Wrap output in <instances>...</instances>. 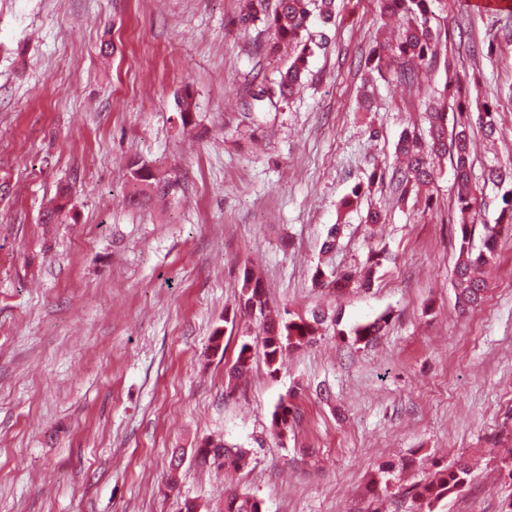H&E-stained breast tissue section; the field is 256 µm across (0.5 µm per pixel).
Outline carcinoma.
Returning <instances> with one entry per match:
<instances>
[{
	"mask_svg": "<svg viewBox=\"0 0 512 512\" xmlns=\"http://www.w3.org/2000/svg\"><path fill=\"white\" fill-rule=\"evenodd\" d=\"M438 0H380L383 15L399 23V35L393 42H378L371 49L366 67L384 75L393 71L396 81L413 85L418 80L419 67L433 58L448 30L433 24L434 3ZM318 7L323 24L329 25L334 16L335 0H242L240 22L247 26L263 23L273 32V53L286 45L292 50L285 72L277 86L262 87L254 99H278L288 102L300 90L308 71L309 57L314 49L326 45L322 31H313L308 26L312 7ZM469 82L467 75L453 73L445 84L440 98L428 113V127L424 130L405 131L395 145L396 162L391 169V180L403 201L416 188L428 186L438 177L437 161L450 158L456 187V208L459 214V247L454 264L452 286L456 305L463 313L480 309L486 299L487 282L479 276L485 266L497 263V241L504 231L512 232V157L497 161L488 169L487 180L497 186L509 181V188L500 196L499 214L494 224L483 225L484 234L480 246L473 244V228L476 225L478 208L477 189L471 178V150L475 135L491 137L497 127V108L487 102L472 105L462 94ZM453 101L455 112L453 125H448V101ZM181 125L186 127L193 121L194 103L189 90H184L175 99ZM133 180L143 187L144 197L134 195L131 201L140 205L152 195L165 196L175 187L169 180L156 178L147 166L137 162L129 165ZM69 205L68 191H59L55 205L44 211L41 221L53 224ZM354 280L351 272H336L335 269L318 264L312 274L316 288H327L334 292L349 288ZM259 312L263 325L260 344L265 363L271 372H277V364L290 350L313 345L319 336L320 327L328 320L336 321V315L322 308H315L310 315L285 318L278 314L269 317L270 308L265 289L249 267L242 271L241 290L237 312L251 314ZM391 315L380 314L373 321L351 329L355 344L371 343L389 326ZM253 344L243 341L233 365L229 379H239L252 369ZM298 407L290 399L280 401L272 414V427L282 434L298 422ZM195 459L203 464L238 471L247 466V452L223 441L205 440L194 450ZM472 482V471L462 459L438 465L434 472L416 480L409 488L408 496L415 512H435L443 500L464 492ZM224 512H264L263 502L257 497L228 488L224 491Z\"/></svg>",
	"mask_w": 512,
	"mask_h": 512,
	"instance_id": "carcinoma-1",
	"label": "carcinoma"
}]
</instances>
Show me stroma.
<instances>
[{
	"instance_id": "stroma-1",
	"label": "stroma",
	"mask_w": 512,
	"mask_h": 512,
	"mask_svg": "<svg viewBox=\"0 0 512 512\" xmlns=\"http://www.w3.org/2000/svg\"><path fill=\"white\" fill-rule=\"evenodd\" d=\"M448 41L408 90L369 74L387 21L378 0H336L327 47L311 57L287 104L257 102L285 52L238 22L239 0H0V512H222L232 486L265 512H362L380 464L403 458L387 512L435 461L474 466L470 488L437 512H500L512 453V237L499 242L484 305L461 315L450 281L457 258L449 159L420 195L396 201L389 170L404 130L425 127L432 92L467 71L472 100L498 108V134L472 155L473 181L495 223L500 189L484 181L512 157V0L480 10L440 0ZM190 90L182 127L174 95ZM372 105L361 108L362 92ZM136 160L175 181L166 198L134 207ZM370 188L357 206L342 198ZM71 203L41 221L60 185ZM386 210L365 223L368 208ZM329 263L362 268L383 252L371 288L334 296L311 274L331 225ZM261 276L272 309L335 311L317 343L264 360L228 382L242 270ZM369 345L348 333L383 312ZM301 410L294 431L270 429L276 405ZM245 448L225 477L199 464L206 439ZM175 488L165 474L173 449Z\"/></svg>"
}]
</instances>
